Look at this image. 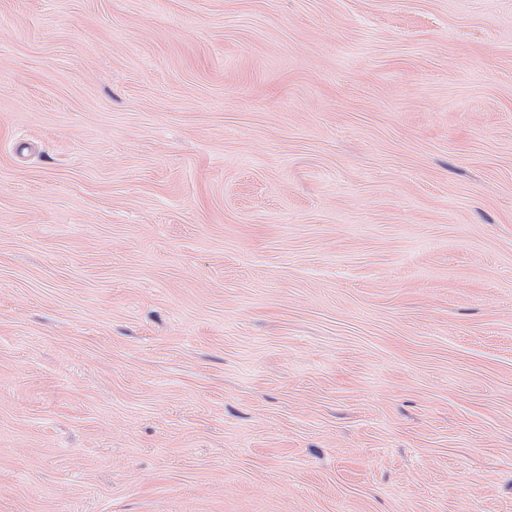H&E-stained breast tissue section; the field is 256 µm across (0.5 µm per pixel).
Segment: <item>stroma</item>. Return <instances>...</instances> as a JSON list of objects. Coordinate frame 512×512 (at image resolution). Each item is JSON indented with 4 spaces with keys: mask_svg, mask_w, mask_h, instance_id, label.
<instances>
[{
    "mask_svg": "<svg viewBox=\"0 0 512 512\" xmlns=\"http://www.w3.org/2000/svg\"><path fill=\"white\" fill-rule=\"evenodd\" d=\"M0 512H512V0H0Z\"/></svg>",
    "mask_w": 512,
    "mask_h": 512,
    "instance_id": "obj_1",
    "label": "stroma"
}]
</instances>
